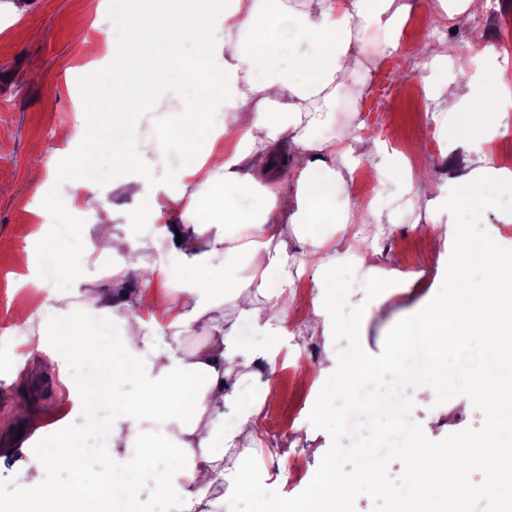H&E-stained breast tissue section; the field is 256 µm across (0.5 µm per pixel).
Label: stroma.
<instances>
[{"label":"stroma","instance_id":"1","mask_svg":"<svg viewBox=\"0 0 512 512\" xmlns=\"http://www.w3.org/2000/svg\"><path fill=\"white\" fill-rule=\"evenodd\" d=\"M97 2L0 0V512H12L23 493V480L14 465L21 449L15 406L27 404L32 412L43 416L49 443L57 446L61 443L56 435L58 414L69 399L61 380L62 366L57 361L59 348L33 352L31 343L14 327L15 310L23 306L39 312L49 295L57 292L68 293L77 302L89 293L118 300L148 291L160 304L174 297L172 289L158 278L147 281L132 275L119 284L101 278L94 261L101 243L87 232L84 211L72 208L66 197L58 194L55 181L31 187L24 195L18 192L33 159L57 170L73 166L74 160L66 154L56 132L60 126L73 124L76 112L86 115L87 137L128 130L124 120L103 124L98 117L99 110L111 109L113 90L111 70L89 65L85 54V40L99 39L104 29V21L95 11ZM413 2L399 51L386 58L372 57L365 93L341 95L335 109L337 124L359 125L361 136L376 146L370 157L354 167L348 186L356 197L363 184H372L376 208L384 214L385 222L379 226H338L332 233L342 250L367 245L378 267L398 270L404 279L403 284L392 287L382 303L375 304L366 300L362 275L353 276L347 303L367 309L359 328V342L371 355L381 352L387 331L398 320L444 291L450 272V259L434 251L416 224L417 218L425 216V209L408 208L406 198L412 190L391 174L401 161V148L430 142V149L413 155L412 162L444 187L454 222L465 225L469 237L494 240L502 252L512 253V185L490 186L491 207L477 217L468 213L464 170L442 127L445 105L426 93L423 63L415 56L420 42L449 39L467 61L484 56L478 42L485 38L499 46L501 55L512 58V0H500L496 12L482 11L454 29L433 23L428 11L431 0ZM84 157L86 166L100 175L99 184L109 202L113 224L137 233V225L129 221L132 201L112 185L111 157L98 151L85 152ZM372 168L382 169L384 178L370 180L368 171ZM25 249L33 256L29 269L15 260L16 253ZM69 263L79 267L78 279L65 276L64 267ZM32 273L43 280L42 291L35 296L24 288L25 278ZM306 346L315 348L316 357L301 385L261 369L249 378L234 375L225 381L229 390L245 400L258 390L271 388L283 397L286 415L295 416L297 430L293 434L276 437L264 429L256 439L239 440L241 447H254L267 485L285 497L297 495L299 489L279 481L281 468L293 457H300L301 480L310 482L332 443L327 431L310 423L309 414L320 394L316 385L319 370L327 358L336 357L338 343L322 328H313L306 335L289 339L277 364L287 366L293 352ZM30 353L44 366L35 377L17 365L19 357ZM409 395L414 402L411 418L429 440L439 441L465 429L477 430L485 423L483 412L467 396L459 395L437 406L425 388L410 389ZM111 418L112 407L108 404L102 407L97 425H89L82 416L69 418L66 425L76 434L81 449L79 468L73 471L51 466L45 473L47 481L80 486L81 512H93L96 484L111 481L119 467L111 448L96 445Z\"/></svg>","mask_w":512,"mask_h":512}]
</instances>
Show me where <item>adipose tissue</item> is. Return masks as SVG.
Wrapping results in <instances>:
<instances>
[{
    "instance_id": "1",
    "label": "adipose tissue",
    "mask_w": 512,
    "mask_h": 512,
    "mask_svg": "<svg viewBox=\"0 0 512 512\" xmlns=\"http://www.w3.org/2000/svg\"><path fill=\"white\" fill-rule=\"evenodd\" d=\"M120 5V41L89 45L112 68L116 92L112 109L126 113L132 127L153 123L155 113L169 109L165 96L144 100L139 88L164 87L172 64L181 63L183 79L196 94L180 100L172 112L169 135L189 163L170 169L165 157L148 158L147 143L133 135L97 140V150L112 158L115 186L134 203L132 221L144 225L136 239L118 233L110 218H100L95 230L106 241L117 263L112 277H161L176 288L170 304L154 309L150 292L133 301L105 304L101 295L75 303L70 294L56 293L44 305L42 317L19 309L16 327L24 329L36 349H43L49 324L75 319L77 309L106 307L122 326L121 352L110 357L112 371L95 384L98 395L112 396L115 381L136 385L139 405L114 402L108 442L126 468L137 471L161 458L173 465L157 489L162 497L186 505L206 503L205 512H220L223 498L204 501L200 491L239 469L250 456L238 447L264 425L261 400L241 403L223 388L225 377H248L258 362L273 364L284 336H297L302 326L292 316L296 296L287 294L296 260L287 250L286 226L310 243L320 273V294L314 315L324 332L341 331L336 317V260L326 254V221L355 224L363 219L381 223L378 212L367 211L349 192L347 178L357 162L363 139L353 124L337 125V98L352 87H366L368 45L379 55L399 51L410 0H235L232 9L213 8L200 0H102L104 11ZM249 34L245 43L232 41L235 31ZM200 53L184 61L186 43ZM430 73L428 91L446 104L448 134L455 148L475 154L478 166L467 176V202L474 213L489 204L485 180L512 179V168L487 156L483 145L500 126L512 120V78L496 66L492 79L478 83L454 80L460 56L449 43L423 44L417 50ZM237 140L230 154L204 151L196 132ZM295 146L287 161H279L284 139ZM170 169L168 180L156 172ZM290 177L293 191L270 203L261 195L265 177ZM178 214L179 224L162 223L163 213ZM437 219L424 225L435 247L453 256L451 292L405 325L429 352L474 341L478 365L471 369V389L484 402L490 426L479 436L464 435L443 446L418 441L407 450L413 477L410 493L394 497L392 512H436L437 498L456 501L471 494L468 474L483 473L486 492L512 512V448L500 445L512 431V260L485 258L480 282L471 279L472 263L465 228L454 236H437ZM167 248L174 265L150 266V252ZM153 309L157 325L174 337L194 324L213 330L212 340L191 354L161 343L146 332L141 310ZM264 337V347L243 340L241 326ZM498 382L508 398L488 393ZM237 412L225 426L224 411ZM62 452L20 456L24 477L21 506L72 504L76 488L45 479L49 464Z\"/></svg>"
}]
</instances>
